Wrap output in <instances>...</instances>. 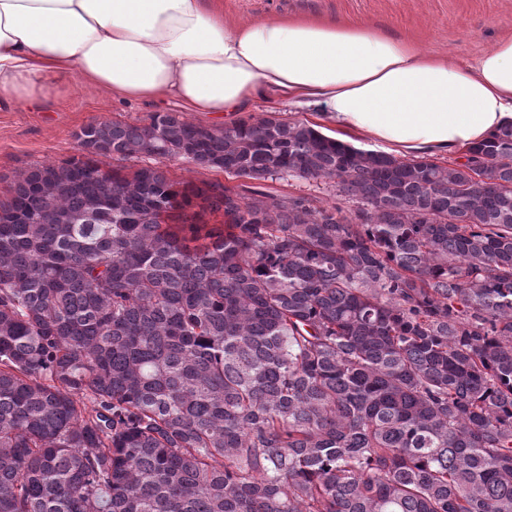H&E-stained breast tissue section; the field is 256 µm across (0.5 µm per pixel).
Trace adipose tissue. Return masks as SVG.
Instances as JSON below:
<instances>
[{"label": "adipose tissue", "mask_w": 512, "mask_h": 512, "mask_svg": "<svg viewBox=\"0 0 512 512\" xmlns=\"http://www.w3.org/2000/svg\"><path fill=\"white\" fill-rule=\"evenodd\" d=\"M79 83L129 100L239 112L275 95L402 157L462 151L512 125V34L474 63L340 20H224L223 0H0V107Z\"/></svg>", "instance_id": "obj_1"}]
</instances>
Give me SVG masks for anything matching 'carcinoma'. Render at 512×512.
<instances>
[{"label": "carcinoma", "mask_w": 512, "mask_h": 512, "mask_svg": "<svg viewBox=\"0 0 512 512\" xmlns=\"http://www.w3.org/2000/svg\"><path fill=\"white\" fill-rule=\"evenodd\" d=\"M76 139L0 201V512H512V127L448 167L273 118ZM101 165L104 169H121L123 173H132L140 167L151 165L164 170L167 176L176 182H193L200 184L202 181H219L228 186L240 184L241 180L228 177L222 171L204 170L196 167L184 159H147L129 158L118 160L117 158H103ZM266 188L273 194L306 195L317 202L316 204L331 206L336 204L335 183L330 180H309L300 177L269 180Z\"/></svg>", "instance_id": "obj_1"}]
</instances>
